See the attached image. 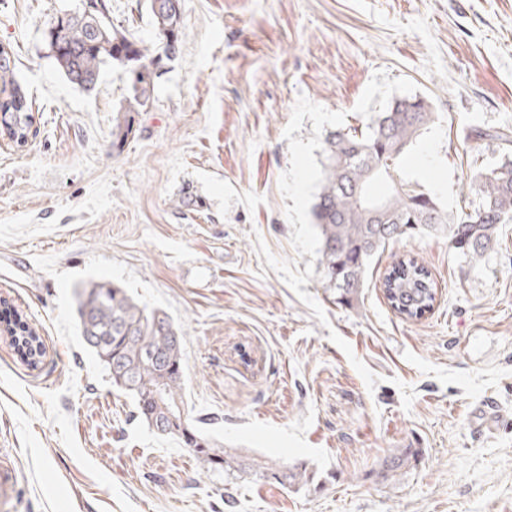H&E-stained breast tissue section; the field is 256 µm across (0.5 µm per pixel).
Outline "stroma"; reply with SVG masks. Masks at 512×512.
Returning <instances> with one entry per match:
<instances>
[{"instance_id":"stroma-1","label":"stroma","mask_w":512,"mask_h":512,"mask_svg":"<svg viewBox=\"0 0 512 512\" xmlns=\"http://www.w3.org/2000/svg\"><path fill=\"white\" fill-rule=\"evenodd\" d=\"M110 3L159 59L133 114L130 66L85 91L49 56L45 31L80 0H0L35 101L27 143L0 136V300L44 343L29 364L0 324V512H512V223L477 261L404 235L345 305L311 217L326 132L399 98L438 118L397 176L442 208L512 157V0H180L171 57L146 0ZM402 255L437 288L418 320L381 286ZM92 281L171 316L205 433L307 484L203 472L142 424L78 335ZM395 448L416 454L390 478Z\"/></svg>"}]
</instances>
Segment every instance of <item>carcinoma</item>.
<instances>
[{
    "label": "carcinoma",
    "mask_w": 512,
    "mask_h": 512,
    "mask_svg": "<svg viewBox=\"0 0 512 512\" xmlns=\"http://www.w3.org/2000/svg\"><path fill=\"white\" fill-rule=\"evenodd\" d=\"M149 9L164 51L175 54L181 29L179 0H149ZM46 42L58 68L74 85L93 88L105 66L134 62L133 102L139 112L149 103L156 57L112 25L110 0H81V7L56 17ZM437 116L424 98L398 99L362 130L330 131L324 138L323 179L312 215L319 230L323 272L328 287L351 303L364 287L372 258L410 230L442 233L465 256L479 259L495 246L502 225L512 223V159L474 174L468 209L443 210L429 193L396 181L393 173L406 151ZM33 124L32 103L14 78L8 52L0 48V129L22 146ZM384 128L386 135L377 136ZM391 182L386 210L374 215L353 193L357 184ZM391 307L407 319L432 309L437 293L428 271L411 257L396 259L383 278ZM77 326L84 345L107 369L112 387L134 401L136 418L155 433L190 449L209 471L271 477L295 486L310 479L295 465L274 469L219 448L190 420L169 431L159 429L168 414L184 406L182 336L167 313L149 310L127 292L106 282H90L76 291ZM15 342L36 360L40 338L24 324L13 326ZM407 448H397L384 460L395 473L409 460Z\"/></svg>",
    "instance_id": "carcinoma-1"
}]
</instances>
